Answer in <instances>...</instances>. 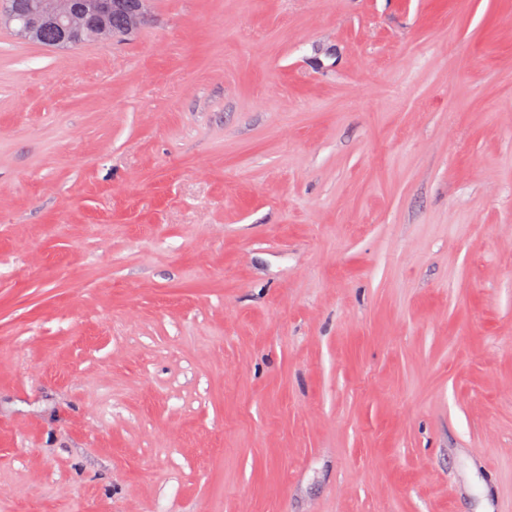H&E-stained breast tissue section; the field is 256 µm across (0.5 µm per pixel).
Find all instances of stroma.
Wrapping results in <instances>:
<instances>
[{
	"label": "stroma",
	"instance_id": "stroma-1",
	"mask_svg": "<svg viewBox=\"0 0 512 512\" xmlns=\"http://www.w3.org/2000/svg\"><path fill=\"white\" fill-rule=\"evenodd\" d=\"M0 25V512H512V0Z\"/></svg>",
	"mask_w": 512,
	"mask_h": 512
}]
</instances>
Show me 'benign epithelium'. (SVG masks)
Returning <instances> with one entry per match:
<instances>
[{"mask_svg":"<svg viewBox=\"0 0 512 512\" xmlns=\"http://www.w3.org/2000/svg\"><path fill=\"white\" fill-rule=\"evenodd\" d=\"M148 0H30V11L22 34L36 40L48 27L58 28L55 46L75 49L86 41L104 38V15L111 9L128 8V28L136 30L150 19Z\"/></svg>","mask_w":512,"mask_h":512,"instance_id":"benign-epithelium-1","label":"benign epithelium"}]
</instances>
